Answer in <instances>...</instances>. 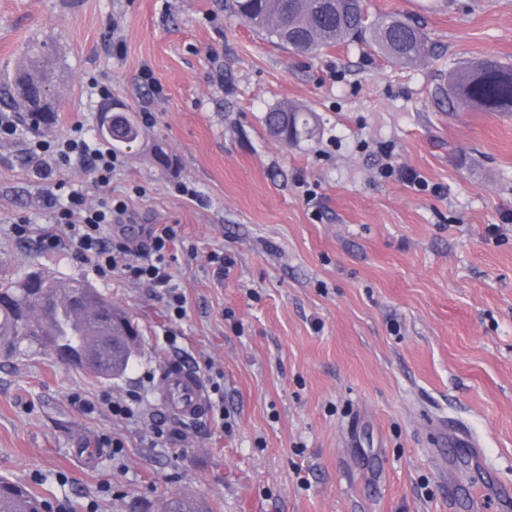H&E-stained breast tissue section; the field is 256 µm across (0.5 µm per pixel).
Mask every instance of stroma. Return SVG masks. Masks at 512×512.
<instances>
[{
	"label": "stroma",
	"mask_w": 512,
	"mask_h": 512,
	"mask_svg": "<svg viewBox=\"0 0 512 512\" xmlns=\"http://www.w3.org/2000/svg\"><path fill=\"white\" fill-rule=\"evenodd\" d=\"M366 2L419 23L431 56L404 68L351 43L304 58L224 0H0V113L19 111L14 73L43 46L57 109L44 138L96 132L111 104L140 121L117 150L110 191L129 209L113 235L182 236L176 318L161 292L40 248L51 184L23 151L28 126L0 141V274L87 281L142 333L111 380L0 354V476L46 512H160L171 496L204 512H496L495 486L448 440L459 422L512 487V113L431 99L468 62L512 65V0ZM287 104L319 114L315 140L267 133L265 112ZM170 361L210 387L202 418L159 405ZM129 392L131 420L103 401Z\"/></svg>",
	"instance_id": "35a3bbf8"
}]
</instances>
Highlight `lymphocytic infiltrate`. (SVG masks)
<instances>
[{"label":"lymphocytic infiltrate","instance_id":"lymphocytic-infiltrate-1","mask_svg":"<svg viewBox=\"0 0 512 512\" xmlns=\"http://www.w3.org/2000/svg\"><path fill=\"white\" fill-rule=\"evenodd\" d=\"M30 153L37 157V175L53 179L54 188L44 202L55 216V229L44 232L39 242L43 249H56L62 238H69L77 256L100 277L120 272L124 278L164 289L171 314H184L185 297L170 270L168 253L179 238L177 225L159 224L147 233L146 243L108 237L114 216L127 211V203L105 193L96 204H88L82 189L66 186L59 180L61 169L84 166L91 170L96 185L108 186L120 166L118 155L108 145L83 137L31 140Z\"/></svg>","mask_w":512,"mask_h":512}]
</instances>
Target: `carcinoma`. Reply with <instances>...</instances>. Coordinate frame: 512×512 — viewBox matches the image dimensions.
<instances>
[{"label":"carcinoma","instance_id":"cac0c4a2","mask_svg":"<svg viewBox=\"0 0 512 512\" xmlns=\"http://www.w3.org/2000/svg\"><path fill=\"white\" fill-rule=\"evenodd\" d=\"M228 11L254 31L299 56L355 40L371 53L393 64L412 65L429 54L424 31L411 19L396 13L369 14L366 0H225ZM14 87L20 104L36 125L52 123L55 108L44 96L49 88L45 73L22 68ZM434 99L454 110L460 106L483 112H512V66L482 59L450 73L436 84ZM267 131L288 133L283 144L312 140L318 134L316 113L292 106L270 109L264 115ZM141 137L140 126L126 112L112 113V136L117 146H131ZM61 281L52 273L32 270L0 278V350L12 355H47L56 348L75 351L82 333L70 322L69 309L82 306L93 295L95 316L102 325L124 336L116 341L112 365L98 378L123 375L130 366L138 331L130 318L97 288L74 289L72 303L56 307ZM40 512L41 500L18 481L0 477V512Z\"/></svg>","mask_w":512,"mask_h":512}]
</instances>
